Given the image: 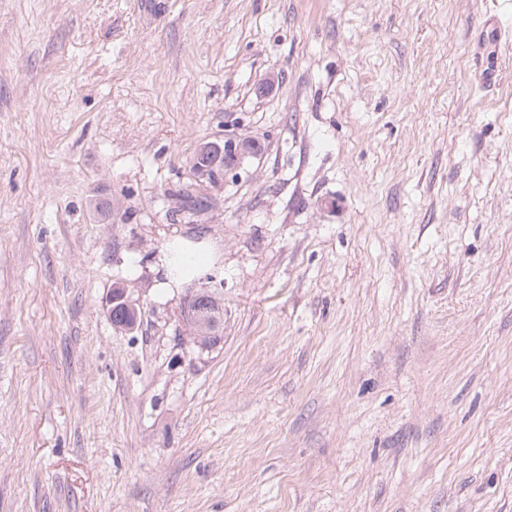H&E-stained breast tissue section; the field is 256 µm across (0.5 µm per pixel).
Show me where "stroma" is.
Segmentation results:
<instances>
[{"instance_id":"stroma-1","label":"stroma","mask_w":512,"mask_h":512,"mask_svg":"<svg viewBox=\"0 0 512 512\" xmlns=\"http://www.w3.org/2000/svg\"><path fill=\"white\" fill-rule=\"evenodd\" d=\"M502 21L512 0H0V512H512ZM242 129L259 154L200 182L197 146ZM183 243L198 278L161 263ZM109 317L112 320V312L115 308H123L130 314L137 315L136 303L128 295V289L124 287H114L106 301ZM126 319V313L117 311L113 316L112 323L116 326L122 324ZM206 288L201 287L205 292L198 290L188 294L182 306L183 326L187 335L201 348L211 347L224 325V306ZM203 296L207 306L199 307L197 304Z\"/></svg>"}]
</instances>
